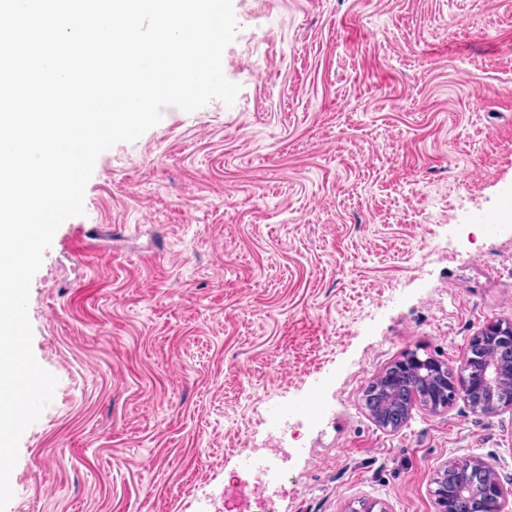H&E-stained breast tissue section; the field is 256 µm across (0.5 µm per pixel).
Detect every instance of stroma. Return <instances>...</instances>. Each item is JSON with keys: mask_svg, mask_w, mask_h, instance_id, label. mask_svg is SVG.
Instances as JSON below:
<instances>
[{"mask_svg": "<svg viewBox=\"0 0 512 512\" xmlns=\"http://www.w3.org/2000/svg\"><path fill=\"white\" fill-rule=\"evenodd\" d=\"M232 3L235 102L103 152L32 279L58 384L6 512H238L266 396L311 420L276 512H436L467 457L512 489V410L362 401L512 324V0ZM460 459L451 461L449 464L446 462L436 473L433 484L436 488L433 489L435 496V503L437 505L438 512H450L452 510L450 499L448 498V488L442 486L443 479L447 477V465L448 467L454 466L459 462Z\"/></svg>", "mask_w": 512, "mask_h": 512, "instance_id": "stroma-1", "label": "stroma"}]
</instances>
